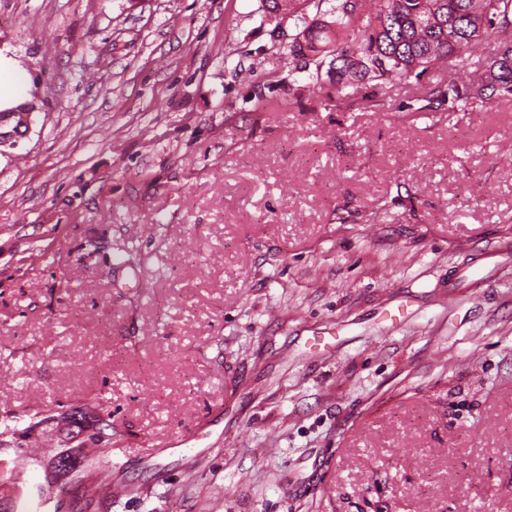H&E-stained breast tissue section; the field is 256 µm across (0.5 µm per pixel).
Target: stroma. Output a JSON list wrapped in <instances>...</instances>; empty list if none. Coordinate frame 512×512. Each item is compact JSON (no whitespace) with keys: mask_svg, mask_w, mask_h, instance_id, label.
<instances>
[{"mask_svg":"<svg viewBox=\"0 0 512 512\" xmlns=\"http://www.w3.org/2000/svg\"><path fill=\"white\" fill-rule=\"evenodd\" d=\"M288 34L0 0L37 106L0 153V512H512V100L320 109ZM74 406L112 421L79 483Z\"/></svg>","mask_w":512,"mask_h":512,"instance_id":"obj_1","label":"stroma"}]
</instances>
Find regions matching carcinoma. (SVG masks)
<instances>
[{"label": "carcinoma", "instance_id": "1", "mask_svg": "<svg viewBox=\"0 0 512 512\" xmlns=\"http://www.w3.org/2000/svg\"><path fill=\"white\" fill-rule=\"evenodd\" d=\"M266 16L288 22V74L319 80L324 110L352 106L358 89L426 82L421 112H480L512 98V0H263Z\"/></svg>", "mask_w": 512, "mask_h": 512}]
</instances>
